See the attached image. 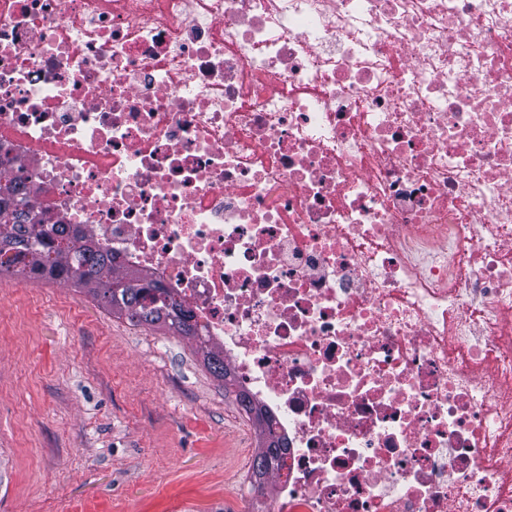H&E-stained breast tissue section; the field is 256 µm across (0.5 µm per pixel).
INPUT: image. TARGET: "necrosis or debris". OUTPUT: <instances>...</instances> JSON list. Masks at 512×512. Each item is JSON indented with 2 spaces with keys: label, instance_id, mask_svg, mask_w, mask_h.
<instances>
[{
  "label": "necrosis or debris",
  "instance_id": "1",
  "mask_svg": "<svg viewBox=\"0 0 512 512\" xmlns=\"http://www.w3.org/2000/svg\"><path fill=\"white\" fill-rule=\"evenodd\" d=\"M0 181L267 412L243 512H512V0H0Z\"/></svg>",
  "mask_w": 512,
  "mask_h": 512
}]
</instances>
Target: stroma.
I'll list each match as a JSON object with an SVG mask.
<instances>
[{
    "instance_id": "1",
    "label": "stroma",
    "mask_w": 512,
    "mask_h": 512,
    "mask_svg": "<svg viewBox=\"0 0 512 512\" xmlns=\"http://www.w3.org/2000/svg\"><path fill=\"white\" fill-rule=\"evenodd\" d=\"M257 448L183 338L0 279V512H237Z\"/></svg>"
}]
</instances>
